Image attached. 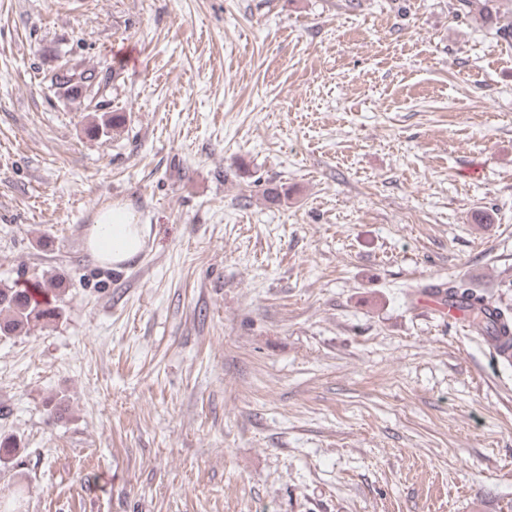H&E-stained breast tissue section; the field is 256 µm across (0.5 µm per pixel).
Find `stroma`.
<instances>
[{"label":"stroma","mask_w":512,"mask_h":512,"mask_svg":"<svg viewBox=\"0 0 512 512\" xmlns=\"http://www.w3.org/2000/svg\"><path fill=\"white\" fill-rule=\"evenodd\" d=\"M455 3L0 0V281L64 290L0 337L1 495L512 512V363L417 303L460 280L512 309V10ZM112 206L150 233L104 268Z\"/></svg>","instance_id":"1"}]
</instances>
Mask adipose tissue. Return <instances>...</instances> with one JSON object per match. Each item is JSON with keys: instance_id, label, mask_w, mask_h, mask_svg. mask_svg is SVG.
I'll list each match as a JSON object with an SVG mask.
<instances>
[{"instance_id": "ef3b65f1", "label": "adipose tissue", "mask_w": 512, "mask_h": 512, "mask_svg": "<svg viewBox=\"0 0 512 512\" xmlns=\"http://www.w3.org/2000/svg\"><path fill=\"white\" fill-rule=\"evenodd\" d=\"M144 236L145 227L138 224L132 211L106 210L88 229L85 244L97 261L112 266L139 254Z\"/></svg>"}]
</instances>
